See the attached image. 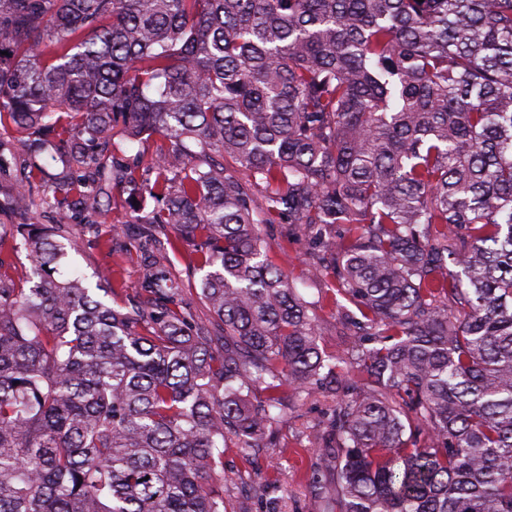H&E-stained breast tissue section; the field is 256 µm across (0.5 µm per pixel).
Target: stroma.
<instances>
[{
  "label": "stroma",
  "instance_id": "stroma-1",
  "mask_svg": "<svg viewBox=\"0 0 512 512\" xmlns=\"http://www.w3.org/2000/svg\"><path fill=\"white\" fill-rule=\"evenodd\" d=\"M44 184L34 181L21 186L16 168L0 169V224H51L55 212L43 201ZM24 194V214L10 213L9 207L16 194ZM267 244L270 260L293 282L307 301L313 302L317 341L321 352L330 358L343 352L347 338L336 321L334 295L330 281L311 282L308 269L317 251L303 237L290 232L288 225L273 223L260 227ZM170 270L183 288V311L188 321H211L212 315L199 297L196 288L200 274L193 265L195 247L179 244L168 257ZM85 273L108 270L112 278L135 299H145L141 288L140 251L133 235L119 238L116 249L89 238L82 242L81 251L72 255L68 265L59 269L68 275L72 267ZM329 409L328 400L320 393L291 395L287 414L275 427L276 445L263 448L242 457L235 448L224 451V467L209 480V486L224 493L226 512H262L258 487L264 481H274L273 497H286L288 512H316V505L308 487L307 478L318 460L316 436L323 428Z\"/></svg>",
  "mask_w": 512,
  "mask_h": 512
}]
</instances>
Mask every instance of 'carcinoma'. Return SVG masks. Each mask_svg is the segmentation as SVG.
Listing matches in <instances>:
<instances>
[{"instance_id": "cac0c4a2", "label": "carcinoma", "mask_w": 512, "mask_h": 512, "mask_svg": "<svg viewBox=\"0 0 512 512\" xmlns=\"http://www.w3.org/2000/svg\"><path fill=\"white\" fill-rule=\"evenodd\" d=\"M0 127L26 182L80 170L0 232L32 267L0 270V512H224L205 482L276 446L286 387L330 400L317 512H512V0H0ZM109 181L154 202L145 312L55 277ZM277 218L348 301L333 364ZM197 239L220 351L167 265Z\"/></svg>"}]
</instances>
